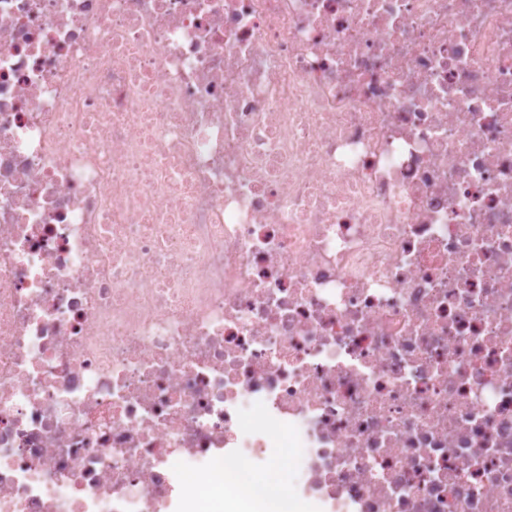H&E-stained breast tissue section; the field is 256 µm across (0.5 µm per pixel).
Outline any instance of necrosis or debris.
<instances>
[{"label": "necrosis or debris", "instance_id": "obj_1", "mask_svg": "<svg viewBox=\"0 0 512 512\" xmlns=\"http://www.w3.org/2000/svg\"><path fill=\"white\" fill-rule=\"evenodd\" d=\"M512 512V0H0V512ZM286 463V471L274 464L268 467H260L250 462L254 470H266L254 472L243 465L228 466L224 463L218 464V469L224 471V483L233 484L241 488L248 495L252 502H262L270 512H288V503L275 495L277 486H280L285 478L284 484L292 485L301 475V459L297 452L293 451L290 456L288 452L282 460Z\"/></svg>", "mask_w": 512, "mask_h": 512}]
</instances>
